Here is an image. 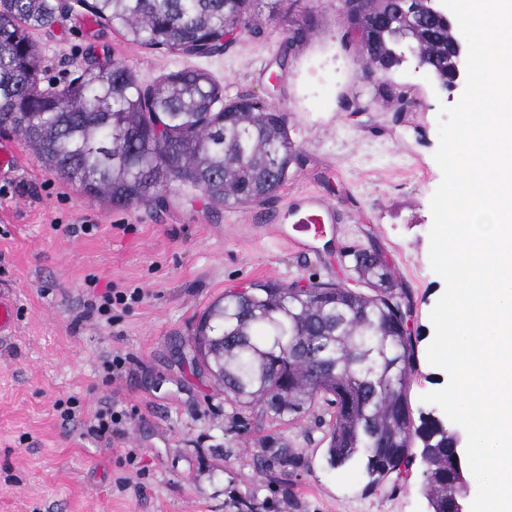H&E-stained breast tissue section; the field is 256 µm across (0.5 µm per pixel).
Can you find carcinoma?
<instances>
[{"instance_id": "carcinoma-1", "label": "carcinoma", "mask_w": 512, "mask_h": 512, "mask_svg": "<svg viewBox=\"0 0 512 512\" xmlns=\"http://www.w3.org/2000/svg\"><path fill=\"white\" fill-rule=\"evenodd\" d=\"M129 42L203 57L255 36L291 12L290 0H76ZM407 0H343L348 28L378 26L356 54L386 78L409 58L448 80V23ZM63 0H0V126H11L48 170L115 205L164 200L173 184L197 188L215 207L260 202L288 181L299 154L285 117L245 94L223 103L206 70L180 68L143 85L121 62L94 60L61 88H39L31 34L51 26ZM361 291L340 282L259 281L228 290L201 318L191 343L224 398L275 419L318 401L332 408L327 456L360 469L364 492L397 485L415 456L435 512H455L466 493V458L456 430L432 412L414 413L417 367L407 331L408 291L374 246L343 253ZM272 460L295 466L282 443Z\"/></svg>"}]
</instances>
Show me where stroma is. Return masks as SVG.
I'll use <instances>...</instances> for the list:
<instances>
[{"label":"stroma","instance_id":"35a3bbf8","mask_svg":"<svg viewBox=\"0 0 512 512\" xmlns=\"http://www.w3.org/2000/svg\"><path fill=\"white\" fill-rule=\"evenodd\" d=\"M86 16L68 8L34 33L40 87L63 86L93 57L122 62L143 84L201 68L225 99H270L300 160L261 203L214 208L177 185L163 202L116 206L20 145L16 170H0V284L17 308L16 332L0 337V512H425L420 466L396 488L365 493L358 471L327 462L325 403L282 421L240 410L194 362L189 342L226 289L345 282L344 250L373 244L411 299L419 358L409 398L414 411L427 410L422 395L447 382L426 358L430 312L444 290L429 262L430 201L442 180L437 120L440 102L460 91L440 93L409 63L388 82L414 107L397 115L376 105L375 84L345 46L342 0H297L262 37L243 35L207 57L140 46L104 23L86 28ZM308 16L314 36L294 45L272 86L280 45ZM305 194L336 213L310 253L269 232ZM134 287L144 297L127 311L109 320L91 312L108 289ZM116 356L127 360L117 377L107 368ZM106 401L124 415L123 436L107 444L87 433ZM273 438L293 449L297 466H265Z\"/></svg>","mask_w":512,"mask_h":512}]
</instances>
